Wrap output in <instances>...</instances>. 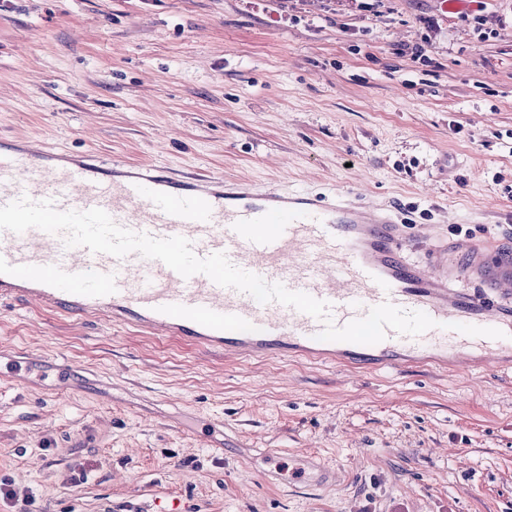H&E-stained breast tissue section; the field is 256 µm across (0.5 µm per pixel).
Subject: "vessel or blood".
Wrapping results in <instances>:
<instances>
[{
  "label": "vessel or blood",
  "mask_w": 512,
  "mask_h": 512,
  "mask_svg": "<svg viewBox=\"0 0 512 512\" xmlns=\"http://www.w3.org/2000/svg\"><path fill=\"white\" fill-rule=\"evenodd\" d=\"M61 211L100 208L120 226L157 238L182 236L201 257L225 253L242 270L327 302L336 326L390 303L435 325L418 336L387 331L376 344L325 341L322 321L277 302L185 278L160 261L65 247L62 236L0 230V299L22 296L66 313H102L150 334L250 357L291 353L377 366L436 358L473 343L497 358L512 338V255L488 243H452L448 276L411 264L408 233L384 211L301 191L255 195L205 176L177 180L156 166L99 172L92 157L69 159L28 145H0V206L21 197ZM478 283V292L459 282ZM78 368L41 361L40 378L69 386Z\"/></svg>",
  "instance_id": "vessel-or-blood-1"
}]
</instances>
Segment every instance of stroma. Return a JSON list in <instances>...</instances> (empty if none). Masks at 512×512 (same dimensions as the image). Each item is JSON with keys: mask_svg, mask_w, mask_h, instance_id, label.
Returning a JSON list of instances; mask_svg holds the SVG:
<instances>
[{"mask_svg": "<svg viewBox=\"0 0 512 512\" xmlns=\"http://www.w3.org/2000/svg\"><path fill=\"white\" fill-rule=\"evenodd\" d=\"M0 0V142L512 250V0ZM422 46V58L410 49ZM78 366L47 389L24 362ZM0 512H512V365L250 358L0 303Z\"/></svg>", "mask_w": 512, "mask_h": 512, "instance_id": "35a3bbf8", "label": "stroma"}]
</instances>
